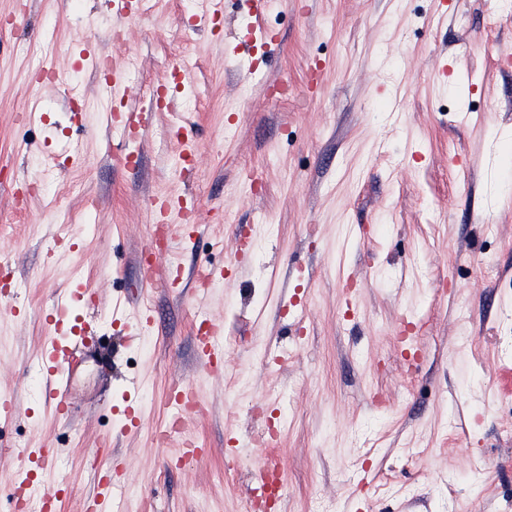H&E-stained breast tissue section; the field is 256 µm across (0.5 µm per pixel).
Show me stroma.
<instances>
[{"label":"stroma","mask_w":512,"mask_h":512,"mask_svg":"<svg viewBox=\"0 0 512 512\" xmlns=\"http://www.w3.org/2000/svg\"><path fill=\"white\" fill-rule=\"evenodd\" d=\"M114 38L110 0H0V266L22 317L0 314V496L20 455L53 443L59 512H244L267 457L277 512H512V11L502 0H226L199 25L189 0H151ZM274 41L264 40V33ZM181 114L123 143L92 58ZM254 60L253 78L239 80ZM57 68L41 82L39 68ZM195 168L178 172V139ZM174 226L156 262L180 285L142 290L150 202ZM246 271L201 294L197 269ZM94 283L98 297L76 299ZM87 337L60 416L38 370L44 319ZM223 323L215 372L194 328ZM201 414L159 444L174 383ZM137 402L142 424L124 427ZM243 452L225 454L226 437ZM201 449L182 459L184 440ZM187 202L180 197L172 196L168 200H164L156 205V223L167 224L170 221L171 216L176 213L181 223L185 224V216L189 219L196 213L195 206L187 208ZM187 228L191 230V233H195L199 225L196 224H185Z\"/></svg>","instance_id":"stroma-1"}]
</instances>
